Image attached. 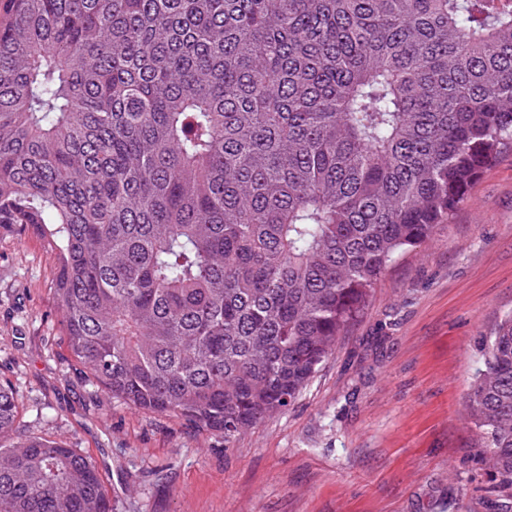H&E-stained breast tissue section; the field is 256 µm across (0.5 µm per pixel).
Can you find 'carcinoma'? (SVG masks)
<instances>
[{"mask_svg":"<svg viewBox=\"0 0 512 512\" xmlns=\"http://www.w3.org/2000/svg\"><path fill=\"white\" fill-rule=\"evenodd\" d=\"M512 152V0H0V229L55 251L103 393L230 440L287 409ZM466 394L512 499V313ZM0 512H112L92 459L17 430Z\"/></svg>","mask_w":512,"mask_h":512,"instance_id":"carcinoma-1","label":"carcinoma"}]
</instances>
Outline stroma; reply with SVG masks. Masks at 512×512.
Wrapping results in <instances>:
<instances>
[{"label": "stroma", "mask_w": 512, "mask_h": 512, "mask_svg": "<svg viewBox=\"0 0 512 512\" xmlns=\"http://www.w3.org/2000/svg\"><path fill=\"white\" fill-rule=\"evenodd\" d=\"M56 266L33 230L0 232V378L19 431L89 455L114 512H500L465 394L512 311V153L391 265L294 404L229 441L97 391L58 336Z\"/></svg>", "instance_id": "1"}]
</instances>
